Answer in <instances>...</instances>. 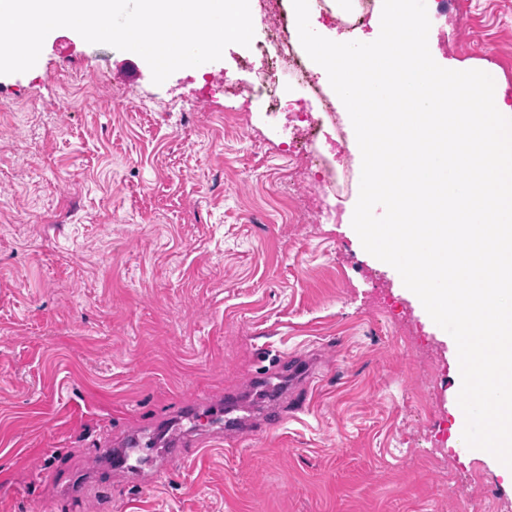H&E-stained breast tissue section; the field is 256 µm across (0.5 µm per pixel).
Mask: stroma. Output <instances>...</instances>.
Here are the masks:
<instances>
[{
  "mask_svg": "<svg viewBox=\"0 0 512 512\" xmlns=\"http://www.w3.org/2000/svg\"><path fill=\"white\" fill-rule=\"evenodd\" d=\"M437 64L512 92V0H426ZM321 36L375 40L309 12ZM89 74L70 89L56 70ZM251 48L154 84L140 56L50 32L36 65L0 75V512H512V480L451 435L456 355L350 228L361 168L336 192L340 220L305 224L289 196L287 115L226 98L259 84ZM179 112L165 111L168 103ZM399 301L410 348L368 304ZM312 359L306 413L261 429L254 387ZM437 364L433 391L421 375ZM238 392L254 431L166 462L185 412ZM140 439L135 475L100 485L105 445ZM82 481L70 499L61 490Z\"/></svg>",
  "mask_w": 512,
  "mask_h": 512,
  "instance_id": "35a3bbf8",
  "label": "stroma"
}]
</instances>
